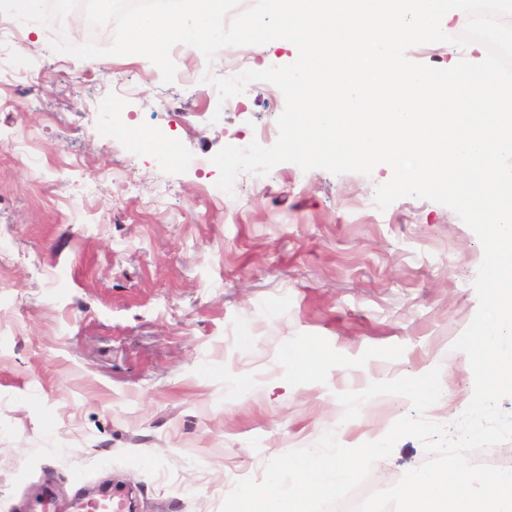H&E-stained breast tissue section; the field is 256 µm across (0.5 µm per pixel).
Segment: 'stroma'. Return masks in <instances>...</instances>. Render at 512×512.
Segmentation results:
<instances>
[{"label": "stroma", "mask_w": 512, "mask_h": 512, "mask_svg": "<svg viewBox=\"0 0 512 512\" xmlns=\"http://www.w3.org/2000/svg\"><path fill=\"white\" fill-rule=\"evenodd\" d=\"M61 37L105 47L113 30L67 19L0 45V512L87 482L128 492L132 512H219L268 460L332 430L347 447L380 439L411 411L384 395L346 422L339 393L436 367L427 418L461 416L474 378L452 345L478 308L483 250L453 210H378L382 164L284 162L225 193L211 158L276 131V86L251 83L221 113L193 79L199 52L166 84L133 55L53 52ZM292 61L277 44L227 47L210 71ZM425 458L402 438L356 496Z\"/></svg>", "instance_id": "35a3bbf8"}]
</instances>
